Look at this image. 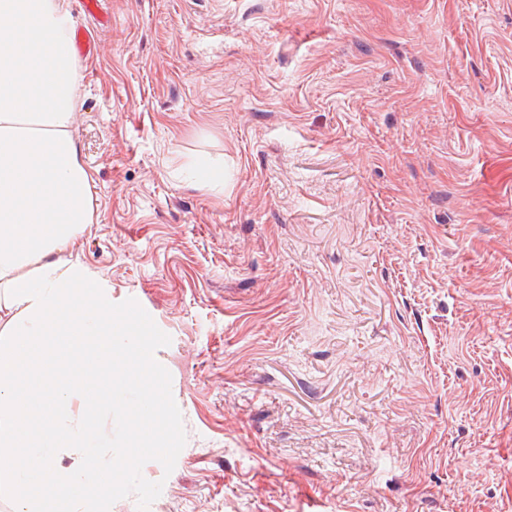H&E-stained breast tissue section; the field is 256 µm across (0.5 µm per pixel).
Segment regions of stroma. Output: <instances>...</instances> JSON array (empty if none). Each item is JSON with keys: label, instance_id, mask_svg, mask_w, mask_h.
<instances>
[{"label": "stroma", "instance_id": "35a3bbf8", "mask_svg": "<svg viewBox=\"0 0 512 512\" xmlns=\"http://www.w3.org/2000/svg\"><path fill=\"white\" fill-rule=\"evenodd\" d=\"M100 2L64 257L169 406L93 417L112 512H512V0ZM143 394L145 405L139 407L136 414L126 421L128 425L129 442L147 439L148 433L141 425L143 417L151 415L158 419L167 412V405L164 402L161 392L156 387H151Z\"/></svg>", "mask_w": 512, "mask_h": 512}]
</instances>
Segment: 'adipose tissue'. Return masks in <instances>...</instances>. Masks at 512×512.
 <instances>
[{
    "mask_svg": "<svg viewBox=\"0 0 512 512\" xmlns=\"http://www.w3.org/2000/svg\"><path fill=\"white\" fill-rule=\"evenodd\" d=\"M72 25L66 0H0V488L14 512H112L125 458L103 459L90 417L124 409L155 357L115 316L111 288L59 258L93 221Z\"/></svg>",
    "mask_w": 512,
    "mask_h": 512,
    "instance_id": "ef3b65f1",
    "label": "adipose tissue"
}]
</instances>
